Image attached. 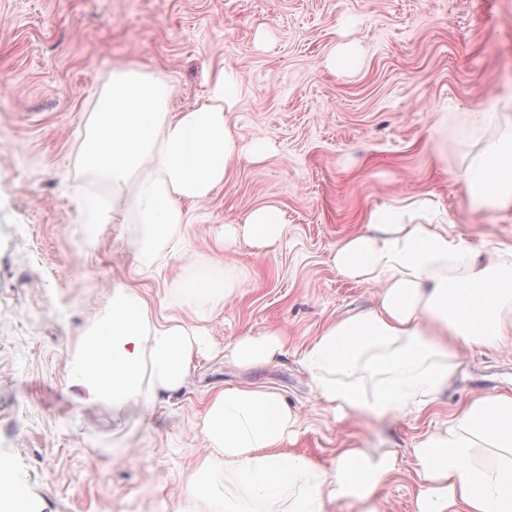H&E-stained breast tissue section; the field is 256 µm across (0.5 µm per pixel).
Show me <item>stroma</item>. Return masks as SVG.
Here are the masks:
<instances>
[{"instance_id": "1", "label": "stroma", "mask_w": 512, "mask_h": 512, "mask_svg": "<svg viewBox=\"0 0 512 512\" xmlns=\"http://www.w3.org/2000/svg\"><path fill=\"white\" fill-rule=\"evenodd\" d=\"M353 44L358 72L327 65ZM136 66L192 106L208 77L234 72L239 140H265L193 205L187 257L161 254L136 274L127 225L87 239L78 198L110 186L80 165L90 113L112 69ZM495 102L512 121V0H0V456L33 512H175L182 477L208 450L197 432L211 394L279 391L300 417L290 452L328 465L340 448L395 452L398 473L378 512H415L412 450L471 400L512 394V340L459 345L451 384L420 416L335 417L302 363L327 324L372 308L376 287L340 274L337 246L370 212L409 197L438 201L455 234L512 238V211L470 212L459 171L496 127L467 115ZM268 204L284 215L271 247L224 244L222 227ZM203 264L241 280L208 314L210 350L152 415L137 404H83L69 350L113 287L160 305ZM284 333L273 362L240 367L224 353L242 336Z\"/></svg>"}]
</instances>
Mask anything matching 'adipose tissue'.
Wrapping results in <instances>:
<instances>
[{"label":"adipose tissue","mask_w":512,"mask_h":512,"mask_svg":"<svg viewBox=\"0 0 512 512\" xmlns=\"http://www.w3.org/2000/svg\"><path fill=\"white\" fill-rule=\"evenodd\" d=\"M211 89L182 112L166 109L167 81L126 66L114 70L98 96L78 157L112 187L110 202L80 201L88 237L123 212L131 230L128 249L142 269L162 251L183 252L181 231L190 207L223 185L242 159H262L267 146L240 149L227 114L240 93L226 71L210 77ZM461 178L472 205L512 208V129L470 157ZM283 215L273 206L249 212L224 235L270 247L282 234ZM370 232L353 236L333 261L344 276L379 287L374 308L330 323L310 344L303 363L325 406L342 414L401 417L423 413L455 375L457 344L492 346L512 334V242L477 243L453 234L429 198H409L374 210ZM235 281L202 268L172 289L167 315L157 316L139 289L113 288L71 352L70 380L88 401L115 407L140 403L151 412L162 395L182 387L207 346L201 327L183 311L223 306ZM272 331L249 334L229 352L238 365H257L281 354ZM382 376L373 389L353 382L360 367ZM300 420L277 391L227 387L211 395L200 435L210 453L183 478V505L203 512H245L243 501H287V512H326L350 501L376 512L373 499L396 469L393 454L343 448L331 467L285 449ZM491 449L493 462L476 461ZM420 481L415 512H512V396L473 399L443 430L413 448ZM228 472L239 492L230 498L214 479Z\"/></svg>","instance_id":"1"}]
</instances>
